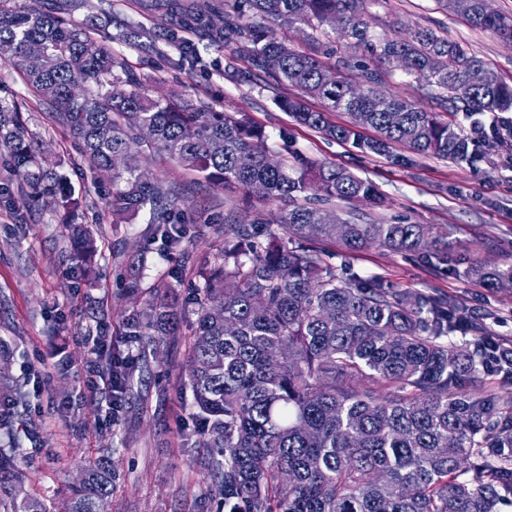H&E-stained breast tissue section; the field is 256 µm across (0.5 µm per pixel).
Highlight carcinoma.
<instances>
[{
  "label": "carcinoma",
  "mask_w": 512,
  "mask_h": 512,
  "mask_svg": "<svg viewBox=\"0 0 512 512\" xmlns=\"http://www.w3.org/2000/svg\"><path fill=\"white\" fill-rule=\"evenodd\" d=\"M381 0H191L180 5L184 22L199 31L205 49L228 47L224 75L237 79L239 57L302 93L278 106L299 123L350 144L362 153L387 154L398 144L416 153L457 162L508 145L512 132L474 139L457 123L512 110V85L461 43L430 28L404 39L374 36L364 19ZM472 27L512 41V14L486 13L481 0H438ZM68 0L51 12H0V58L18 70L38 100L78 141L81 156L100 182L112 185L106 204L118 224L148 215L161 250L182 249L183 263L199 268L203 285L187 300L195 316L189 344L188 382L197 432L213 449L205 467L213 497L224 512H498L512 499V397L499 378L512 361L495 354L490 336L458 303L441 296L386 288L374 279L346 282L322 257L320 245L339 243L356 253L369 247L405 255L448 249L451 232L393 219L382 224L344 220L338 237L322 216L335 201L375 204L376 187L334 165L297 167L284 157L272 165L267 136L247 112H219L176 97L153 98L125 59L112 51L119 40L144 51L163 40L178 50L175 65L201 63L198 46L179 36L167 19L169 0L151 11L164 24L147 27L127 15L112 16L116 34L74 26ZM306 24L338 31L350 49L383 64L405 61V73L431 87L443 112H429L396 96L383 97L351 80L323 79L330 65L274 33ZM39 66H27L29 57ZM488 72L483 84L469 74ZM317 99L322 109L305 105ZM27 104L0 103V143L9 147L4 170L21 177L72 213L82 207L57 168L31 140ZM329 112L350 121L332 125ZM371 128L375 138L362 130ZM162 153L206 183L256 184L265 196L288 199L269 222L211 200L199 211L176 181L149 180L143 156ZM123 155L120 166L112 156ZM206 224L224 238L213 260L199 262L182 247V225ZM275 228L258 230L265 223ZM76 261L86 277L96 253L92 232L70 225ZM464 276L490 290L512 285V264L489 267L477 259ZM162 285L125 318L126 342L141 362L105 361L128 380L150 366L167 336L180 333L185 308ZM471 339L460 346L453 333ZM384 395L378 397L369 385ZM12 449L0 451V512H106L114 472L110 456L85 468L57 502L25 490L28 472Z\"/></svg>",
  "instance_id": "obj_1"
}]
</instances>
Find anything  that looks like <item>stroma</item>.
<instances>
[{"label":"stroma","mask_w":512,"mask_h":512,"mask_svg":"<svg viewBox=\"0 0 512 512\" xmlns=\"http://www.w3.org/2000/svg\"><path fill=\"white\" fill-rule=\"evenodd\" d=\"M71 14L74 24L111 28L116 13H133L139 0H89ZM373 33L402 37L427 27L465 43L512 84V43L472 29L461 17L442 10L437 0H379L369 8ZM296 45L330 52L339 75L362 82L359 69L341 62L334 31L305 25L288 30ZM153 96L182 93L224 112L243 110L270 134L271 144L300 163L335 164L373 182L381 201L370 205L340 202L341 218L378 224L404 217L417 224L449 226L454 246L450 264L465 268L474 258L490 265L512 263V151L496 150L457 163L420 156L398 146L392 156L357 153L349 145L322 138L296 124L276 100L295 95V87L278 83L239 59V79L215 68L177 69L171 46L144 52L113 42ZM378 90L437 111L424 83L387 65ZM25 101L26 122L36 142L66 161L68 188L85 201L87 223L96 239V277L71 275L73 265L67 218L53 205L38 207L34 217L18 220L0 200V405L12 420L0 427V448L19 447L31 492L51 498L75 481L97 457L112 458L116 478L107 512H216L210 500L211 479L201 465L206 455L197 432L185 363L192 339L184 321L169 356L152 362L142 380L113 407L87 387L91 371L100 369L106 351H125L124 316L136 305L128 294L132 281L149 286L167 282L178 299L200 284L196 272L181 266L179 251L161 253L146 215L116 224L106 206L109 185L96 182L69 132L39 104L30 86L0 62V101ZM290 137L281 140L279 132ZM336 273L359 276L409 292L445 295L482 315L487 334L512 344V288L496 292L447 272L436 271L422 257H405L372 247L348 255L326 243Z\"/></svg>","instance_id":"35a3bbf8"}]
</instances>
